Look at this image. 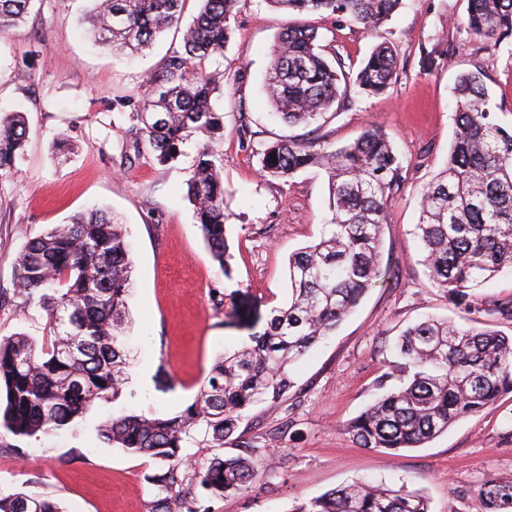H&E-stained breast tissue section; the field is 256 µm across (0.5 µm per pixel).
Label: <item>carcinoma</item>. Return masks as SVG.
<instances>
[{
  "mask_svg": "<svg viewBox=\"0 0 512 512\" xmlns=\"http://www.w3.org/2000/svg\"><path fill=\"white\" fill-rule=\"evenodd\" d=\"M33 0H0V30L25 20ZM88 16L96 43L114 51L142 52L178 24L185 0H93ZM181 50L149 76L153 96L136 112L131 133L148 143L156 160L180 155L189 133L203 137L187 196L204 241L224 265V114L211 103L212 78L203 71L224 53L240 0H199ZM276 10L327 13L377 31L402 0H266ZM466 27L488 47L512 38V0H467ZM395 47L376 44L356 73L327 57L314 28L288 26L275 40L266 74L272 107L310 137L278 139L261 151L260 172L288 181L320 165L328 174L331 226L327 235L288 260V302L266 328L212 366L193 401L170 417L120 413L103 421L107 445L159 463L149 477L153 512H209L202 498L248 494L260 475L249 455H214L189 472L182 448L201 428L222 448L253 405L282 399L293 387L290 367L335 332L377 281L388 206L407 169L388 134L372 126L338 149L321 148L328 114H336L350 85L377 96L398 79ZM456 119L446 167L422 189L417 229L429 280L468 315L456 324L428 318L398 336L401 384L343 425L363 448L398 456L420 448L456 421L512 393V336L494 329L512 321V297L477 292L512 270V133L497 122L481 69L457 81ZM28 128L23 116L0 119V177L11 172ZM131 261L126 230L104 209L78 214L30 240L15 263V292L47 313L42 343L25 334L0 339V431L17 439L66 429L98 399H117L127 383L125 329ZM60 512L48 497L0 494V512ZM475 512H512V480L490 477L476 490ZM290 512H430L427 499L400 486L355 482L302 502Z\"/></svg>",
  "mask_w": 512,
  "mask_h": 512,
  "instance_id": "1",
  "label": "carcinoma"
}]
</instances>
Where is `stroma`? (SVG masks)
<instances>
[{
    "label": "stroma",
    "instance_id": "stroma-1",
    "mask_svg": "<svg viewBox=\"0 0 512 512\" xmlns=\"http://www.w3.org/2000/svg\"><path fill=\"white\" fill-rule=\"evenodd\" d=\"M90 0H34L25 21L0 31V113H23L25 150L0 179V338L46 335L47 314L14 292L15 260L27 242L74 214L107 209L128 231L132 289L123 338L128 381L118 400L95 401L53 438L0 448V493L56 501L61 512H152L153 459L101 442L97 427L120 412L171 416L183 410L224 351L264 329L288 300V259L326 231L328 182L313 166L288 181L264 178L263 145L300 130L275 117L264 91L278 32L311 25L327 55L358 68L372 47L393 42L404 64L384 94L349 88L325 131L331 147L371 125L393 140L407 168L389 204L382 265L389 274L354 313L292 369L279 402L251 407L223 452L254 454L262 476L245 496L211 500V512H290L295 503L355 480L406 485L432 512H474L486 478L512 479V393L454 423L423 447L392 458L358 447L342 426L396 385L394 343L433 315L461 321L428 280L416 235L423 186L445 164L455 129L458 75L482 69L501 125L512 130V39L486 48L465 26L467 0H403L376 34L325 13H286L240 0L223 55L205 61L224 114L225 262L213 261L186 198L200 142L187 138L176 162L158 164L135 144L133 115L148 75L179 49L173 28L141 55L94 44ZM441 52L425 69L422 49ZM253 131L243 140L239 129Z\"/></svg>",
    "mask_w": 512,
    "mask_h": 512
}]
</instances>
